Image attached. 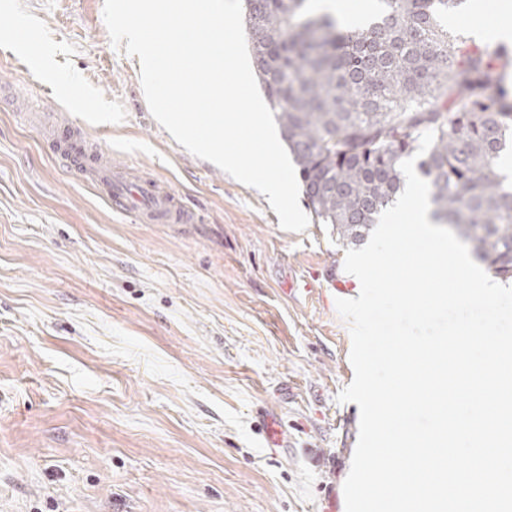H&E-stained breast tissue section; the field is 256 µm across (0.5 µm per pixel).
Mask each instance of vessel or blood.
Masks as SVG:
<instances>
[{"instance_id": "vessel-or-blood-1", "label": "vessel or blood", "mask_w": 512, "mask_h": 512, "mask_svg": "<svg viewBox=\"0 0 512 512\" xmlns=\"http://www.w3.org/2000/svg\"><path fill=\"white\" fill-rule=\"evenodd\" d=\"M61 159L80 174H92L113 210L144 224H192L196 217L178 205L174 196L151 179L131 178L112 170L96 151L76 146L68 129L53 133Z\"/></svg>"}]
</instances>
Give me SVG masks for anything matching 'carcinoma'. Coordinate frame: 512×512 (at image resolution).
Segmentation results:
<instances>
[{
  "label": "carcinoma",
  "mask_w": 512,
  "mask_h": 512,
  "mask_svg": "<svg viewBox=\"0 0 512 512\" xmlns=\"http://www.w3.org/2000/svg\"><path fill=\"white\" fill-rule=\"evenodd\" d=\"M467 0H378L346 31L310 0H244L254 69L290 150L308 207L356 245L404 189L400 163L422 133L419 164L434 217L492 274L512 283V49L448 30Z\"/></svg>",
  "instance_id": "1"
}]
</instances>
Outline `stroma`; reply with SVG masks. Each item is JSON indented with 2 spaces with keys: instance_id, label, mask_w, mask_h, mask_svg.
I'll list each match as a JSON object with an SVG mask.
<instances>
[{
  "instance_id": "obj_1",
  "label": "stroma",
  "mask_w": 512,
  "mask_h": 512,
  "mask_svg": "<svg viewBox=\"0 0 512 512\" xmlns=\"http://www.w3.org/2000/svg\"><path fill=\"white\" fill-rule=\"evenodd\" d=\"M140 70L103 0H0V512H345L346 249L328 224L282 229L265 195L178 144ZM30 112L202 223L113 212Z\"/></svg>"
}]
</instances>
